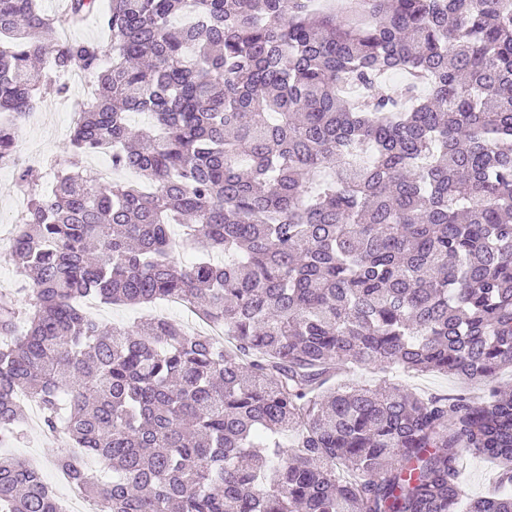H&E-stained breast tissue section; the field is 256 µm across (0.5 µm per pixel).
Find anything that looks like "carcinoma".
<instances>
[{
	"mask_svg": "<svg viewBox=\"0 0 512 512\" xmlns=\"http://www.w3.org/2000/svg\"><path fill=\"white\" fill-rule=\"evenodd\" d=\"M357 2L67 0L104 43L0 0V165L50 82L36 65L95 80L52 189L18 174L28 304L0 302V444L29 394L92 512H512L511 394L335 383L375 366L489 386L512 364V0ZM99 152L138 181L91 179ZM89 296L181 302L230 345L161 317L109 329ZM463 451L497 463V492L466 497ZM0 512L61 510L0 454ZM65 27L68 31V36L63 39L61 37V28ZM58 37L60 40L68 39H90V40H106L108 38L107 32L101 29L95 19H89L84 24L78 27L61 26L58 28Z\"/></svg>",
	"mask_w": 512,
	"mask_h": 512,
	"instance_id": "cac0c4a2",
	"label": "carcinoma"
}]
</instances>
